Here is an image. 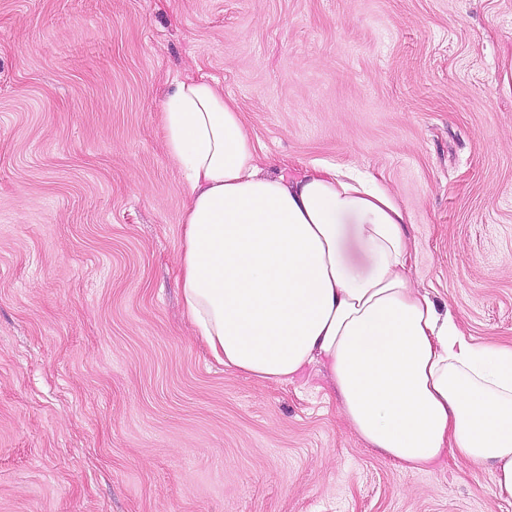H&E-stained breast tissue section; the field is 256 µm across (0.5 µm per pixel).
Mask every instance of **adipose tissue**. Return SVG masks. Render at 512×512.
Instances as JSON below:
<instances>
[{
    "label": "adipose tissue",
    "mask_w": 512,
    "mask_h": 512,
    "mask_svg": "<svg viewBox=\"0 0 512 512\" xmlns=\"http://www.w3.org/2000/svg\"><path fill=\"white\" fill-rule=\"evenodd\" d=\"M164 130L186 199L183 312L214 360L276 384L324 365L372 448L408 471L447 455L489 468L512 501V346L475 341L418 287L390 192L327 163L266 174L214 79L174 82ZM349 224L370 271L347 259Z\"/></svg>",
    "instance_id": "1"
}]
</instances>
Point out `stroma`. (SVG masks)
Segmentation results:
<instances>
[{
	"mask_svg": "<svg viewBox=\"0 0 512 512\" xmlns=\"http://www.w3.org/2000/svg\"><path fill=\"white\" fill-rule=\"evenodd\" d=\"M200 75L270 173L376 178L419 287L512 344V0H0V512H512L368 448L323 365L195 338L162 100Z\"/></svg>",
	"mask_w": 512,
	"mask_h": 512,
	"instance_id": "1",
	"label": "stroma"
}]
</instances>
